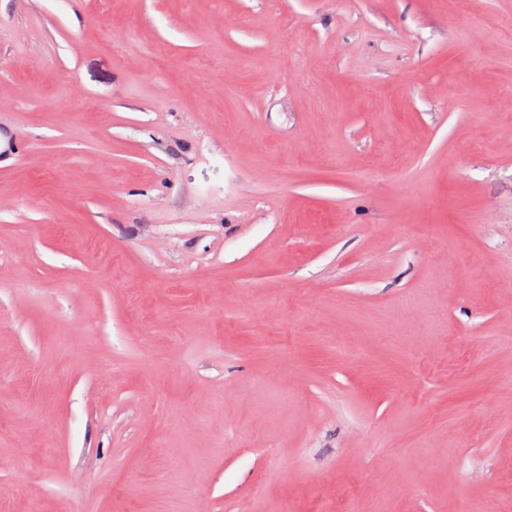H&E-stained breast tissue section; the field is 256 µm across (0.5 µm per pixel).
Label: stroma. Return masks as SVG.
<instances>
[{
	"instance_id": "1",
	"label": "stroma",
	"mask_w": 512,
	"mask_h": 512,
	"mask_svg": "<svg viewBox=\"0 0 512 512\" xmlns=\"http://www.w3.org/2000/svg\"><path fill=\"white\" fill-rule=\"evenodd\" d=\"M512 512V0H0V512Z\"/></svg>"
}]
</instances>
